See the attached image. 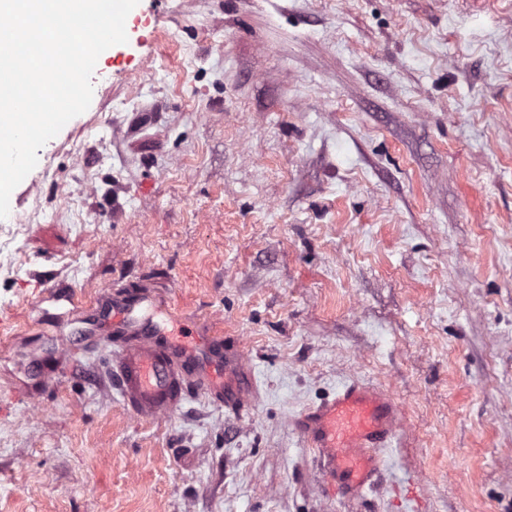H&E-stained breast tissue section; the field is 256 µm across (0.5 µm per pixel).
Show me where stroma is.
<instances>
[{
	"mask_svg": "<svg viewBox=\"0 0 512 512\" xmlns=\"http://www.w3.org/2000/svg\"><path fill=\"white\" fill-rule=\"evenodd\" d=\"M125 27L10 200L0 512H512V0H139ZM39 275L160 294L257 398L133 417L119 336ZM348 380L401 423L345 501L296 422Z\"/></svg>",
	"mask_w": 512,
	"mask_h": 512,
	"instance_id": "35a3bbf8",
	"label": "stroma"
}]
</instances>
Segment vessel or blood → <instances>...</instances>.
Segmentation results:
<instances>
[{"mask_svg": "<svg viewBox=\"0 0 512 512\" xmlns=\"http://www.w3.org/2000/svg\"><path fill=\"white\" fill-rule=\"evenodd\" d=\"M93 309L110 317L124 338L111 374L137 418L165 417L195 391L233 411L243 410L254 394V383L244 378L242 352L225 349L223 337L210 331L172 333L167 300L146 290L134 295L107 290ZM400 417L393 395L353 382L309 407L297 426L318 453L328 487L351 496L370 487L382 464L380 451L391 446Z\"/></svg>", "mask_w": 512, "mask_h": 512, "instance_id": "b4317fda", "label": "vessel or blood"}]
</instances>
